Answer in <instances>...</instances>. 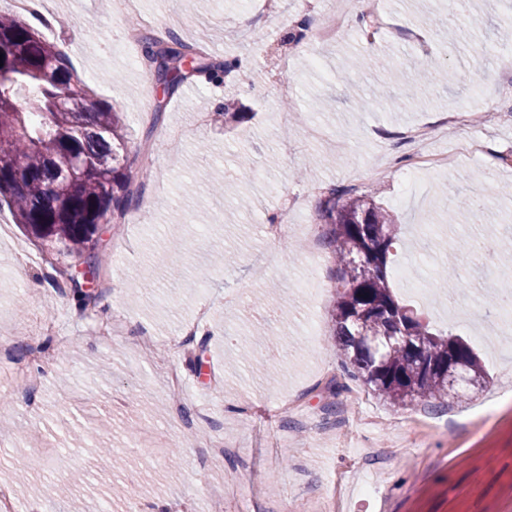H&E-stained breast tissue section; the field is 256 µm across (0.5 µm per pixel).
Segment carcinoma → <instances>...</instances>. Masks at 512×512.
<instances>
[{
	"mask_svg": "<svg viewBox=\"0 0 512 512\" xmlns=\"http://www.w3.org/2000/svg\"><path fill=\"white\" fill-rule=\"evenodd\" d=\"M146 56L159 59L155 80L174 88L189 71L231 73L214 66L175 33L145 30ZM0 198L15 223L49 251L75 256L92 277L106 251L99 226L134 200L126 134L109 104L89 98L67 56L20 19L0 14ZM418 71L432 83L445 67L426 60ZM70 158L90 170L65 174ZM324 239L337 258L341 290L332 320L336 351L353 376L377 398L394 405L466 397L462 386L488 383L480 359L460 337L432 328L400 304L388 267L401 243L394 217L366 196L344 187L319 204Z\"/></svg>",
	"mask_w": 512,
	"mask_h": 512,
	"instance_id": "cac0c4a2",
	"label": "carcinoma"
}]
</instances>
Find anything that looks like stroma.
<instances>
[{
	"mask_svg": "<svg viewBox=\"0 0 512 512\" xmlns=\"http://www.w3.org/2000/svg\"><path fill=\"white\" fill-rule=\"evenodd\" d=\"M331 2L255 0L252 17L242 0H142L143 14L206 42L209 60L243 63L223 83L197 74L167 90L117 0H42L35 33L67 47L78 78L93 75L92 99L122 114L129 165L151 155L156 190L132 203L128 222L108 224V265L87 309L70 285L46 283L40 243L0 207L11 227L0 239V337L10 339L0 353V402L10 406L0 486L20 512L48 502L70 512L75 498L82 512H124L132 497L165 512H307L317 499L328 512H512V409L482 415L498 394L512 396V327L486 316L490 297L512 289V256L497 247L512 239V168L501 166L512 151V0H477L472 18L457 0H366L345 34L323 41ZM379 20L377 41H361ZM303 21L301 47L291 36ZM284 53L285 95L266 80ZM358 55L371 66L347 69ZM428 58L449 74L423 87L414 67ZM381 86L388 101L361 104ZM228 98L246 114L229 129ZM457 106L495 115L473 127L481 156L461 158L438 138L445 166L408 184L376 170L382 158L406 159L396 131ZM335 186L394 215L396 296L471 342L487 388L438 409L402 407L348 376L331 345L336 265L301 230ZM474 197L485 203L479 224L459 206ZM285 209L287 239L269 238L270 217ZM19 246L33 264L18 265ZM440 251L471 285L452 303L411 286L434 277ZM235 293L246 302H225ZM45 318L63 347L41 335ZM28 344L47 345L49 360H34ZM217 440L224 454L202 453ZM369 480L378 497L362 494Z\"/></svg>",
	"mask_w": 512,
	"mask_h": 512,
	"instance_id": "stroma-1",
	"label": "stroma"
}]
</instances>
